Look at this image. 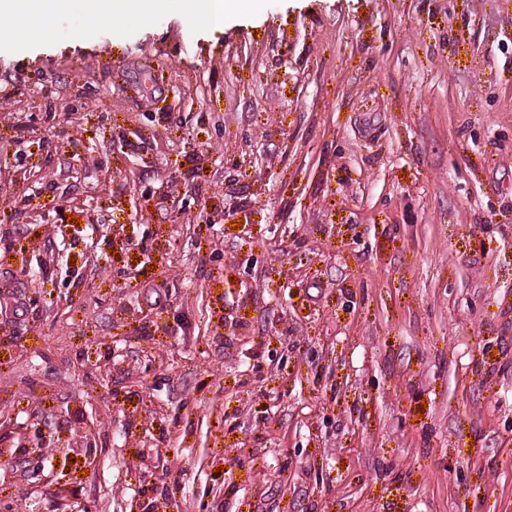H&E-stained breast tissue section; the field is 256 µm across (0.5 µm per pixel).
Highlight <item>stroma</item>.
Segmentation results:
<instances>
[{
    "label": "stroma",
    "mask_w": 512,
    "mask_h": 512,
    "mask_svg": "<svg viewBox=\"0 0 512 512\" xmlns=\"http://www.w3.org/2000/svg\"><path fill=\"white\" fill-rule=\"evenodd\" d=\"M139 2L0 15V512H512V0ZM94 1L88 3L87 9L91 13H99L105 10H114L118 13L132 15L139 12V2L137 0H88ZM105 2V3H100ZM201 4L202 20L206 27L221 30L224 27L226 11L235 0H198Z\"/></svg>",
    "instance_id": "obj_1"
}]
</instances>
